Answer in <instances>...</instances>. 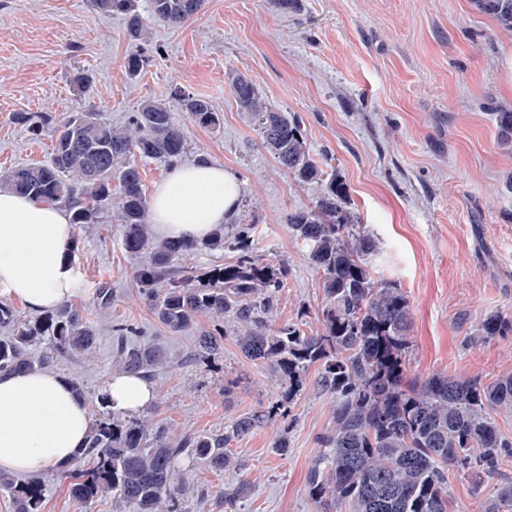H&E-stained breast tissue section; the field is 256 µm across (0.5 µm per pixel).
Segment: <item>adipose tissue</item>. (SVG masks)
Segmentation results:
<instances>
[{
    "instance_id": "1",
    "label": "adipose tissue",
    "mask_w": 512,
    "mask_h": 512,
    "mask_svg": "<svg viewBox=\"0 0 512 512\" xmlns=\"http://www.w3.org/2000/svg\"><path fill=\"white\" fill-rule=\"evenodd\" d=\"M238 179L223 167H172L152 192L150 217L170 238L201 240L237 210ZM74 231L56 205L0 191V289L32 312L57 308L74 291ZM113 411L137 413L155 399L138 376L111 375L103 389ZM90 407L53 372L0 373V472L31 475L72 465L86 447Z\"/></svg>"
}]
</instances>
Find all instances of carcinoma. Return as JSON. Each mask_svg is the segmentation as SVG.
I'll return each instance as SVG.
<instances>
[{
    "instance_id": "obj_1",
    "label": "carcinoma",
    "mask_w": 512,
    "mask_h": 512,
    "mask_svg": "<svg viewBox=\"0 0 512 512\" xmlns=\"http://www.w3.org/2000/svg\"><path fill=\"white\" fill-rule=\"evenodd\" d=\"M104 13L126 17L135 40L150 31L137 0H92ZM481 12L512 30V0H473ZM203 0H150L155 20L178 26L200 10ZM231 93L249 113L263 145L298 183L321 181L322 194L309 207L287 213L285 223L303 256L319 275L322 306L317 325L304 320L273 326L271 313L288 281V263L263 262L256 255V224L219 228L202 242L158 239L148 219L140 162L172 164L186 152L172 108L187 112L210 129L222 117L204 97L174 92L168 99L144 101L123 126L100 112L77 111L57 117L20 112L17 119L34 135L52 127L56 135L50 163L22 166L0 174V190L58 205L83 228L99 223L102 209L116 208L122 246L128 253L151 250V262L135 273L141 300L172 333L208 317L214 328L198 337L195 355L212 360L223 354L227 329L241 331L236 342L244 357L262 361L277 378L275 396L265 410L239 417L224 432L180 437L146 416L111 410L104 395L96 410L86 448L85 469L67 472L68 491L83 509L102 497L137 512H181V499L193 486L181 474L188 457L204 469L228 474L236 483L221 492L234 512L250 490L244 464L229 450L266 421L287 419L317 371L316 385L329 396L332 426L319 437L321 451L307 479L309 496L321 512H447L448 471L468 473L489 488L484 512H512V482L491 483L512 462V440L492 413L512 409V374L490 382L479 376L437 374L423 381L405 377L411 347L410 302L401 285L375 276L370 257L380 255L376 239L350 207L346 183L336 170L311 153L297 117L266 104L256 86L236 75ZM498 141L512 145V112L496 114ZM228 249L235 262L200 268L187 260L209 249ZM0 326L14 334L0 338V372L42 369L58 359L89 353L98 335L93 321L66 304L33 319H22L0 300ZM116 363L122 371L150 377L166 363V353L146 340L128 343L137 333L130 322L112 326ZM473 340L512 334V316L500 312L477 322ZM43 343L32 357L28 348ZM0 490L11 496L14 512H42L45 483H16L0 473Z\"/></svg>"
}]
</instances>
